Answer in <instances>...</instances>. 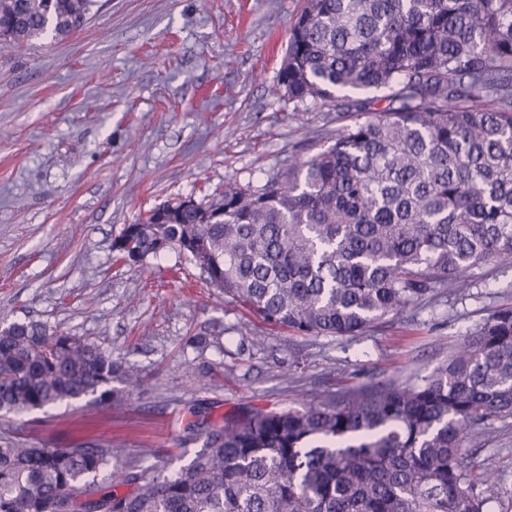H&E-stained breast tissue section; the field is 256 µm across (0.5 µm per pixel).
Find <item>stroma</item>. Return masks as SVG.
<instances>
[{"instance_id": "obj_1", "label": "stroma", "mask_w": 512, "mask_h": 512, "mask_svg": "<svg viewBox=\"0 0 512 512\" xmlns=\"http://www.w3.org/2000/svg\"><path fill=\"white\" fill-rule=\"evenodd\" d=\"M301 0H94L64 40H0V317L101 344L144 390L122 405L58 404L9 420L24 443L111 444L112 464L178 470L215 424L245 407L285 410L346 387L423 383L494 310L512 306V264L469 273L353 337L300 336L263 322L165 252L145 271L112 240L151 210L263 185L289 157L331 143V105L275 95ZM478 485L512 512V418L472 430Z\"/></svg>"}]
</instances>
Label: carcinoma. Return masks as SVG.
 I'll return each mask as SVG.
<instances>
[{
	"instance_id": "1",
	"label": "carcinoma",
	"mask_w": 512,
	"mask_h": 512,
	"mask_svg": "<svg viewBox=\"0 0 512 512\" xmlns=\"http://www.w3.org/2000/svg\"><path fill=\"white\" fill-rule=\"evenodd\" d=\"M93 0H0V39H65ZM387 89L373 112L343 91ZM275 93L351 118L261 186L158 207L114 238L163 251L271 325L357 336L468 272L512 260V0H304ZM119 386H113V383ZM112 352L0 320V416L142 392ZM512 416V308L466 333L421 385L390 383L204 430L174 474L112 469V445L0 437V512H487L469 432ZM122 485L134 486L119 493Z\"/></svg>"
}]
</instances>
